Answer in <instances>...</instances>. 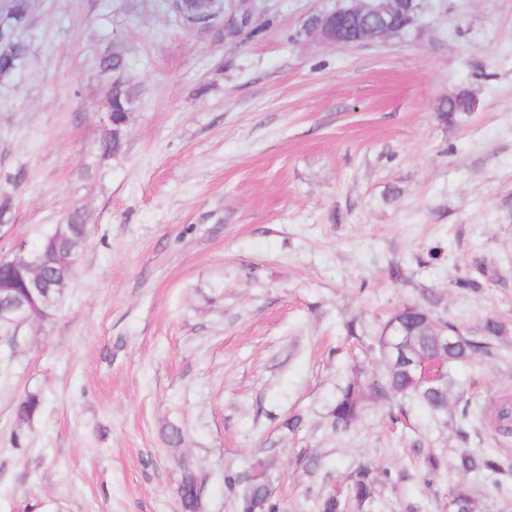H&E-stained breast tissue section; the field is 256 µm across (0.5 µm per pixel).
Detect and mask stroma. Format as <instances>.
Listing matches in <instances>:
<instances>
[{
  "instance_id": "1",
  "label": "stroma",
  "mask_w": 512,
  "mask_h": 512,
  "mask_svg": "<svg viewBox=\"0 0 512 512\" xmlns=\"http://www.w3.org/2000/svg\"><path fill=\"white\" fill-rule=\"evenodd\" d=\"M335 4L264 0L270 26L226 43L166 0H35L0 83V255L76 209L90 234L55 314L0 340V512H182L187 465L203 512H238L224 472L260 449L281 512H318L362 466L390 471L363 512H449L459 490L512 512V431L487 417L512 400V0H423L383 44L300 37ZM107 42L139 91L112 157ZM463 90L475 111L444 124ZM428 293L466 334L493 315L507 336L451 372L443 420L384 402L333 431L350 366L380 375L375 336ZM28 390L44 405L22 425ZM461 448L504 474L425 483L422 454Z\"/></svg>"
}]
</instances>
